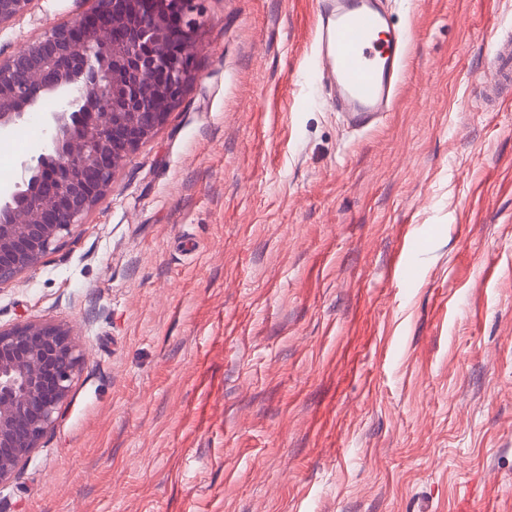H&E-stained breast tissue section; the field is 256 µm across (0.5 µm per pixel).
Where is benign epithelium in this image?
<instances>
[{
    "label": "benign epithelium",
    "instance_id": "benign-epithelium-1",
    "mask_svg": "<svg viewBox=\"0 0 512 512\" xmlns=\"http://www.w3.org/2000/svg\"><path fill=\"white\" fill-rule=\"evenodd\" d=\"M30 0H0V25ZM82 15L0 57V135L39 114L47 146L0 187V285L112 190L116 172L161 127L195 78L200 0H90ZM79 345L60 325L0 326V486L40 447L68 399Z\"/></svg>",
    "mask_w": 512,
    "mask_h": 512
}]
</instances>
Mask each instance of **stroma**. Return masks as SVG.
Wrapping results in <instances>:
<instances>
[{
  "instance_id": "stroma-1",
  "label": "stroma",
  "mask_w": 512,
  "mask_h": 512,
  "mask_svg": "<svg viewBox=\"0 0 512 512\" xmlns=\"http://www.w3.org/2000/svg\"><path fill=\"white\" fill-rule=\"evenodd\" d=\"M318 2L203 0L182 102L0 286L83 354L0 512H512V0H386L407 62L361 131ZM84 9L31 0L0 56ZM495 67L501 84L512 85V41L501 43L495 52Z\"/></svg>"
}]
</instances>
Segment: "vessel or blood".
<instances>
[{"mask_svg": "<svg viewBox=\"0 0 512 512\" xmlns=\"http://www.w3.org/2000/svg\"><path fill=\"white\" fill-rule=\"evenodd\" d=\"M314 69L337 111L360 127L388 111L396 98L406 32L393 28L382 0H323ZM501 84L512 85V41L495 52Z\"/></svg>", "mask_w": 512, "mask_h": 512, "instance_id": "1", "label": "vessel or blood"}]
</instances>
